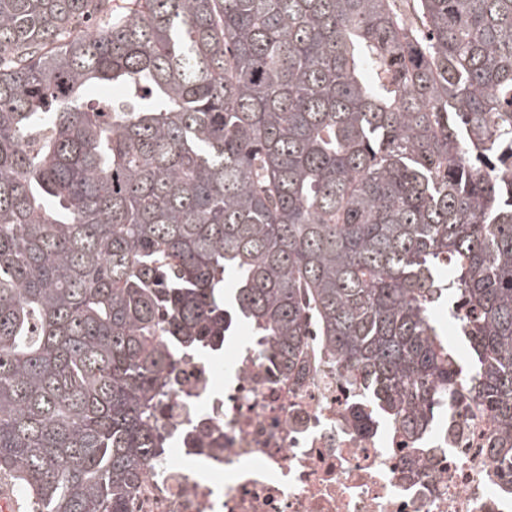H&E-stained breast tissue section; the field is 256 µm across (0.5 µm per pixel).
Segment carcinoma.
Returning <instances> with one entry per match:
<instances>
[{"label":"carcinoma","mask_w":512,"mask_h":512,"mask_svg":"<svg viewBox=\"0 0 512 512\" xmlns=\"http://www.w3.org/2000/svg\"><path fill=\"white\" fill-rule=\"evenodd\" d=\"M124 2L0 0V473L33 512H126L172 358L237 320L409 435L461 388L512 454V172L480 171L512 0Z\"/></svg>","instance_id":"1"}]
</instances>
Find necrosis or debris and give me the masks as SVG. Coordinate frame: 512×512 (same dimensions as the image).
Listing matches in <instances>:
<instances>
[{
  "label": "necrosis or debris",
  "instance_id": "obj_1",
  "mask_svg": "<svg viewBox=\"0 0 512 512\" xmlns=\"http://www.w3.org/2000/svg\"><path fill=\"white\" fill-rule=\"evenodd\" d=\"M304 366L282 375L247 338L179 355L155 420L167 447L128 512H512L488 411L457 396L440 432L365 429L345 364L313 344Z\"/></svg>",
  "mask_w": 512,
  "mask_h": 512
}]
</instances>
